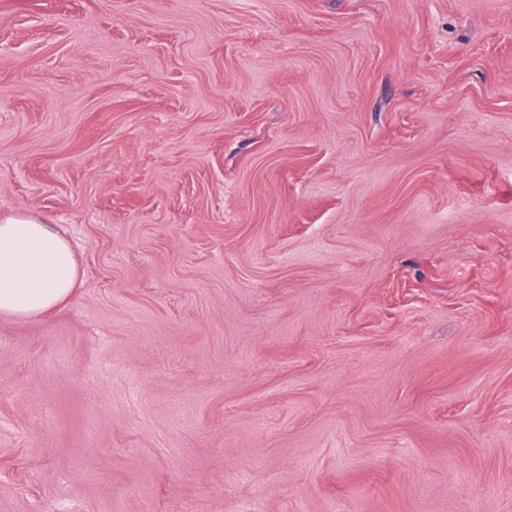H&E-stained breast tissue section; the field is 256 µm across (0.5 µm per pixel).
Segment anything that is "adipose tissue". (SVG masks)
Segmentation results:
<instances>
[{
    "label": "adipose tissue",
    "instance_id": "1",
    "mask_svg": "<svg viewBox=\"0 0 512 512\" xmlns=\"http://www.w3.org/2000/svg\"><path fill=\"white\" fill-rule=\"evenodd\" d=\"M78 264L53 225L35 216L0 220V314L32 318L67 301Z\"/></svg>",
    "mask_w": 512,
    "mask_h": 512
}]
</instances>
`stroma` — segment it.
<instances>
[{
  "mask_svg": "<svg viewBox=\"0 0 512 512\" xmlns=\"http://www.w3.org/2000/svg\"><path fill=\"white\" fill-rule=\"evenodd\" d=\"M0 512H512V0H0ZM78 281L75 253L35 216L0 221V314L32 318L67 301Z\"/></svg>",
  "mask_w": 512,
  "mask_h": 512,
  "instance_id": "1",
  "label": "stroma"
}]
</instances>
